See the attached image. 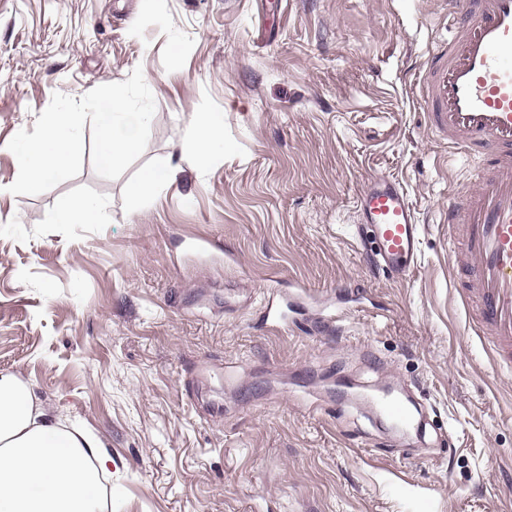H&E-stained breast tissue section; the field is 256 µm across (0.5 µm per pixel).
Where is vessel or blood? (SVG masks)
<instances>
[{"mask_svg": "<svg viewBox=\"0 0 512 512\" xmlns=\"http://www.w3.org/2000/svg\"><path fill=\"white\" fill-rule=\"evenodd\" d=\"M448 15V37L420 76V99L430 128L450 148L485 160L475 184L449 200L445 222L467 322L490 337L494 362L512 365V0H448ZM355 214L370 232L376 265L407 280L422 226L406 188L371 178ZM368 402L402 433L414 429L413 413L393 391L371 393Z\"/></svg>", "mask_w": 512, "mask_h": 512, "instance_id": "obj_1", "label": "vessel or blood"}]
</instances>
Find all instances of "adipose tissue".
Masks as SVG:
<instances>
[{"instance_id": "obj_1", "label": "adipose tissue", "mask_w": 512, "mask_h": 512, "mask_svg": "<svg viewBox=\"0 0 512 512\" xmlns=\"http://www.w3.org/2000/svg\"><path fill=\"white\" fill-rule=\"evenodd\" d=\"M111 477L98 436L69 429L22 373H0V512H106Z\"/></svg>"}]
</instances>
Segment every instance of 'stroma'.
<instances>
[{"instance_id":"35a3bbf8","label":"stroma","mask_w":512,"mask_h":512,"mask_svg":"<svg viewBox=\"0 0 512 512\" xmlns=\"http://www.w3.org/2000/svg\"><path fill=\"white\" fill-rule=\"evenodd\" d=\"M442 0H0V372H20L119 469L112 512H512V367L466 329L442 214L477 164L410 92ZM142 68L156 111L115 180L9 193L7 144L53 93ZM224 121L198 163L190 120ZM172 161L134 199L127 184ZM423 227L396 282L358 238L370 176ZM104 206L63 224L64 203ZM286 330L262 320L275 280ZM406 383L424 440L366 394Z\"/></svg>"}]
</instances>
